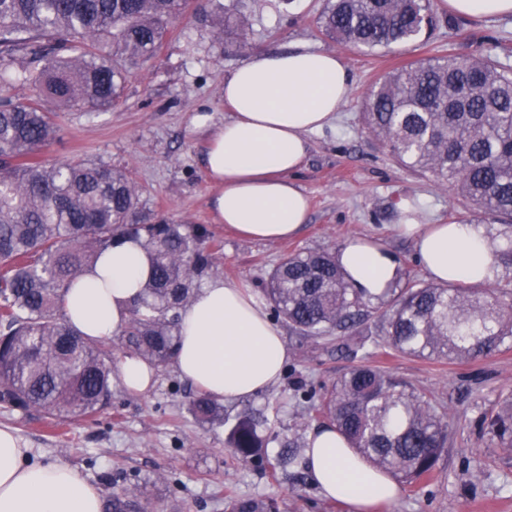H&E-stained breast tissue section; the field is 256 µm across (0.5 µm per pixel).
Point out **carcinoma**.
Wrapping results in <instances>:
<instances>
[{"label":"carcinoma","instance_id":"1","mask_svg":"<svg viewBox=\"0 0 512 512\" xmlns=\"http://www.w3.org/2000/svg\"><path fill=\"white\" fill-rule=\"evenodd\" d=\"M198 11L192 0H0V63L17 54L38 63L0 72V85L26 83L30 102L0 99V405L79 421L112 400V348L64 318L71 284L117 240L133 234L153 255L118 349L167 367L178 350V311L209 276L220 245L201 226L142 223L128 174L100 162L46 163L38 152L60 130L55 113L100 109L120 98L125 77L112 56L146 59L168 22ZM431 0H329L319 18L328 36L367 49L412 41L432 27ZM499 45L477 56L448 54L403 66L371 92L363 120L401 167L449 182L481 220L502 223L495 266L512 271V67ZM264 292L288 328L348 356L384 346L416 358L473 360L512 342V288L445 286L408 279L377 298L353 288L336 253L294 251L273 268ZM315 410L375 469L404 485L429 481L448 440L432 392L364 363L323 389ZM188 412L224 421L206 394ZM512 448V397L484 412ZM228 447L263 458L250 413L232 424ZM112 512L141 508L137 489L112 497ZM227 512H280L273 498L231 497Z\"/></svg>","mask_w":512,"mask_h":512}]
</instances>
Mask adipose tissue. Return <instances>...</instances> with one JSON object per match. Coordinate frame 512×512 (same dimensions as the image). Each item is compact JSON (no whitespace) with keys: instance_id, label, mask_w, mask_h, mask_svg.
<instances>
[{"instance_id":"1","label":"adipose tissue","mask_w":512,"mask_h":512,"mask_svg":"<svg viewBox=\"0 0 512 512\" xmlns=\"http://www.w3.org/2000/svg\"><path fill=\"white\" fill-rule=\"evenodd\" d=\"M351 89L336 54L296 50L258 54L224 80L227 119L209 124L204 156L215 187L210 205L220 223L241 236L274 241L297 236L309 204L292 175L302 165L310 133L332 125ZM422 268L439 284H479L494 274L493 247L475 224L401 221ZM336 259L348 281L370 297L392 287L396 257L365 237L344 243ZM152 255L125 238L103 252L64 297L67 322L83 336L105 341L119 334L129 308L149 279ZM288 349L265 306L248 290L214 278L180 311L178 374L212 397L232 402L274 384ZM121 383L143 394L155 367L125 354L113 366ZM306 466L321 494L373 512L398 496L388 474L371 467L332 426L308 438ZM100 492L79 472L57 462H35L15 431L0 427V512H102Z\"/></svg>"}]
</instances>
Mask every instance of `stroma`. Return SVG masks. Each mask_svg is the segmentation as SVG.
<instances>
[{"instance_id":"stroma-1","label":"stroma","mask_w":512,"mask_h":512,"mask_svg":"<svg viewBox=\"0 0 512 512\" xmlns=\"http://www.w3.org/2000/svg\"><path fill=\"white\" fill-rule=\"evenodd\" d=\"M432 4L437 23L431 32L378 51L320 32L316 20L327 0H239L243 46L216 39L212 17L174 19L155 55L117 57L125 75L121 98L92 112H62L58 137L39 157L89 159L128 173L146 223L162 217L207 228L222 243L214 256L216 277L249 288L259 299L285 254L336 249L359 236L377 238L396 256L401 272L428 281L412 241L395 229L400 205L414 206L421 224L467 221L471 215L454 186L399 167L368 134L362 121L366 96L378 79L409 62L473 54L482 39L499 43L502 62L512 65V16H464L460 28L452 29L442 0ZM290 49L336 54L351 75L352 92L333 125L308 136L296 181L310 199V213L299 235L244 239L219 224L209 204L212 187L202 167L206 135L193 119H223L225 76L254 55ZM277 328L289 351L280 380L224 405L231 417L244 411L260 416L268 441L264 463L237 460L226 445L227 425L202 424L188 413L196 388L171 367L158 371L154 389L145 394L113 381L110 407L86 420L61 423L0 407V424L15 429L35 457L77 469L106 501L135 486L152 512H225L231 495L277 499L281 512H350L344 502L320 494L306 469L307 437L321 421L307 411L297 383L332 384L352 361L300 342L285 323ZM368 362L434 392L448 407V445L433 479L400 486L397 501L383 512H512V448L480 424L485 409L512 395V348L470 361L374 350Z\"/></svg>"}]
</instances>
